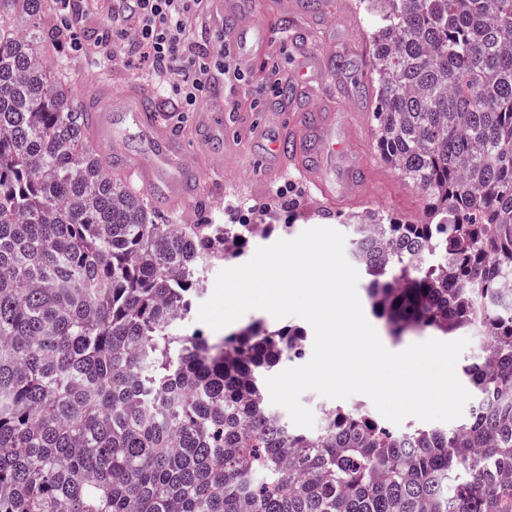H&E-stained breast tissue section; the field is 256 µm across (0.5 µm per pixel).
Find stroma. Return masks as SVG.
Returning <instances> with one entry per match:
<instances>
[{
  "label": "stroma",
  "mask_w": 512,
  "mask_h": 512,
  "mask_svg": "<svg viewBox=\"0 0 512 512\" xmlns=\"http://www.w3.org/2000/svg\"><path fill=\"white\" fill-rule=\"evenodd\" d=\"M289 2L256 0L253 23L273 29L278 39L243 67L241 81L225 87L219 96L205 97L187 112L174 96H155L168 132L191 149L199 163H206L209 149L201 139L205 123L218 133L217 145L227 156L218 180L203 182L197 196L183 209L161 213L162 223L186 218L193 224L269 225L266 236L246 249L249 257L256 247L286 238L289 224L298 233L321 225L336 229L340 216L360 217L370 212L416 221L425 208L422 191L384 161L376 147L372 112L377 93L368 53L369 7L363 0H319L311 9L306 0H297L299 8L293 12ZM109 50L112 60L101 68L94 66L90 57L68 55L73 95L88 97L100 77L107 79V89L114 95L136 85L155 87L147 58L132 54L119 41L111 43ZM323 50L334 54V75L324 80L323 95L326 104L336 110V139L348 143L352 158L369 170L372 182L365 202L342 205L322 216L300 173L291 168L268 177L259 173L255 141L280 135L287 130L291 113L306 109L303 95L284 100L276 88L283 83L296 84L299 61Z\"/></svg>",
  "instance_id": "35a3bbf8"
}]
</instances>
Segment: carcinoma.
Returning <instances> with one entry per match:
<instances>
[{"label": "carcinoma", "instance_id": "obj_1", "mask_svg": "<svg viewBox=\"0 0 512 512\" xmlns=\"http://www.w3.org/2000/svg\"><path fill=\"white\" fill-rule=\"evenodd\" d=\"M52 0H0V512H512V0H379L377 149L425 218L352 225L392 337L478 329L453 429L361 406L296 432L304 329L182 334L221 224H161L87 144ZM242 239L253 224H232Z\"/></svg>", "mask_w": 512, "mask_h": 512}]
</instances>
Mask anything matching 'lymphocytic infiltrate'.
Instances as JSON below:
<instances>
[{"instance_id": "lymphocytic-infiltrate-1", "label": "lymphocytic infiltrate", "mask_w": 512, "mask_h": 512, "mask_svg": "<svg viewBox=\"0 0 512 512\" xmlns=\"http://www.w3.org/2000/svg\"><path fill=\"white\" fill-rule=\"evenodd\" d=\"M106 26L150 56L159 83L169 85L186 105L215 92L220 80L236 79L230 46L217 39L211 50L193 45L188 21L204 0H107Z\"/></svg>"}]
</instances>
